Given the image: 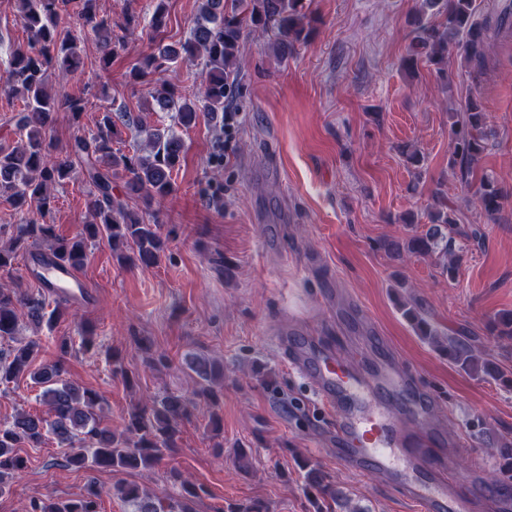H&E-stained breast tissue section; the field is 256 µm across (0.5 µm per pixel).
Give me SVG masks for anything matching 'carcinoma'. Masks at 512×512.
I'll use <instances>...</instances> for the list:
<instances>
[{
  "label": "carcinoma",
  "mask_w": 512,
  "mask_h": 512,
  "mask_svg": "<svg viewBox=\"0 0 512 512\" xmlns=\"http://www.w3.org/2000/svg\"><path fill=\"white\" fill-rule=\"evenodd\" d=\"M97 2L17 0L20 19L29 33V46L14 51L10 69L0 79V89L22 102L15 122L19 138L11 144H0V201L15 210L42 216L51 204L50 188L69 182L77 169L82 180L94 187V193L90 206L92 220L70 238L58 234L55 225L42 224L34 217L15 225L11 237L0 244L1 271L12 270L17 256L38 242L46 243L54 256L78 269L86 264L90 247L104 240L114 250L125 249L122 258L131 264L146 267L158 264L167 249L168 236L150 218V209L174 191L172 176L184 148L176 128L188 129L202 116L212 122L224 118L228 79L238 69L245 28L273 32L272 46L281 62L288 61L295 46L309 41L311 36L305 0H233L229 5L226 0H198L189 37L177 44H157L145 57L143 66L131 75L132 80L138 81L146 74L159 76L183 62L196 66L197 92L187 95L159 79L150 92L152 101L171 113L173 126L161 129L148 125L147 104L135 116L106 106L95 133L88 137L73 135L66 153L55 155L51 153L53 143L47 134L56 112L65 109L77 126L89 104L90 90L78 82L62 95L48 90L50 69L58 67L68 72L78 69L80 41L72 23L79 21L94 32L101 43L104 70L124 46L126 33L138 26L136 15L128 9H123V20L116 22L99 14ZM511 12L512 6L507 4L495 21L486 19L480 23L474 19V0H421L412 19L417 35L404 63L413 71L422 61L441 73L448 52L455 49L466 62L479 67L486 59L488 32L494 27L501 28ZM429 13L441 17V21L426 22ZM166 15L165 0H157L150 22L154 36L164 31ZM448 120L449 165L458 171L461 184L469 187L475 162L486 151L491 136L487 115L478 101L471 98L464 107L448 113ZM120 125L133 127L144 135L145 154L129 156L112 147ZM115 179L123 180L125 196L112 194ZM129 195L140 199L145 209L140 212L132 209L127 201ZM473 196L477 207L491 220L508 201V195L487 175L480 178ZM459 213L460 209L445 203L428 214L426 230L411 236L403 245L385 241L382 248L394 256L405 251L430 257L441 274L451 278L458 261L455 237L480 239L478 230L461 229ZM64 314L60 303L50 304L45 294L30 292L21 280L0 284V385L26 375L41 388L40 400L47 407L45 416L22 411L11 424L0 426V495L10 490L15 475L28 468V457L19 452L23 444L40 448L54 440L72 449L68 463L78 469L151 468L177 447L180 426L191 416L192 400L164 394L131 407L122 430L102 425L96 412L99 394L64 379L61 359L34 367L40 341L20 334L23 317L51 331ZM406 314L416 322L419 335L431 340L439 335L423 314V307L414 305ZM443 348L450 360L468 372L482 368L488 375L497 374L496 369L479 365L474 347L460 338L444 337ZM190 369L197 376L193 396L208 405V426L218 431L221 417L215 407L223 388L224 367L201 358ZM171 478L179 486V492L178 498L168 505L154 500L152 493L137 483H119L115 492L133 506L132 512H194L190 502L205 495L206 489L174 470ZM307 479L316 491V498L311 500L314 512H324L340 500L335 484L316 470H311ZM99 497V490L90 486L75 498L48 496L35 500L30 509L31 512H100Z\"/></svg>",
  "instance_id": "obj_1"
}]
</instances>
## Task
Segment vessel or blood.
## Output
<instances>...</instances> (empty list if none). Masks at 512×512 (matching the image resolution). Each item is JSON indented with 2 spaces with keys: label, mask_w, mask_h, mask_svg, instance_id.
I'll use <instances>...</instances> for the list:
<instances>
[{
  "label": "vessel or blood",
  "mask_w": 512,
  "mask_h": 512,
  "mask_svg": "<svg viewBox=\"0 0 512 512\" xmlns=\"http://www.w3.org/2000/svg\"><path fill=\"white\" fill-rule=\"evenodd\" d=\"M24 269L42 288L71 297L85 289L69 264L30 253ZM290 368L301 374L316 395L336 411V453L355 471L371 470L402 483L407 498L422 512H469L471 480L449 467L439 430L421 432L418 423L433 417L427 397L418 395L410 379L386 363L372 374L352 369L334 354L305 341L280 336ZM393 396L414 398L416 426L402 425L388 406Z\"/></svg>",
  "instance_id": "obj_1"
}]
</instances>
